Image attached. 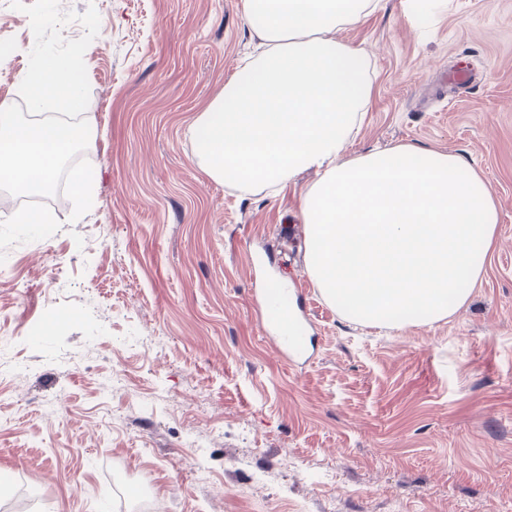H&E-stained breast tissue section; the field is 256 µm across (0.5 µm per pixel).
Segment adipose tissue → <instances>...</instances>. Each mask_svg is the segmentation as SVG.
<instances>
[{"label":"adipose tissue","mask_w":512,"mask_h":512,"mask_svg":"<svg viewBox=\"0 0 512 512\" xmlns=\"http://www.w3.org/2000/svg\"><path fill=\"white\" fill-rule=\"evenodd\" d=\"M376 0H244L262 50L228 80L197 127L199 158L242 189L287 184L303 170L308 271L351 321L398 329L463 305L495 241L499 209L482 172L457 155L397 144L345 155L374 83L363 49L336 38ZM32 107H83V77L52 58L22 75ZM81 127L18 120L0 102V183H52Z\"/></svg>","instance_id":"obj_1"}]
</instances>
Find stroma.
<instances>
[{
    "label": "stroma",
    "mask_w": 512,
    "mask_h": 512,
    "mask_svg": "<svg viewBox=\"0 0 512 512\" xmlns=\"http://www.w3.org/2000/svg\"><path fill=\"white\" fill-rule=\"evenodd\" d=\"M339 36L375 84L346 154H455L498 203L449 318L362 326L323 296L314 173L247 192L202 171L194 129L259 45L242 0H0V100L58 119L20 77L70 58L95 180L39 202L55 223L0 216V512H512V0H381ZM281 282L313 324L299 366L255 302Z\"/></svg>",
    "instance_id": "35a3bbf8"
}]
</instances>
